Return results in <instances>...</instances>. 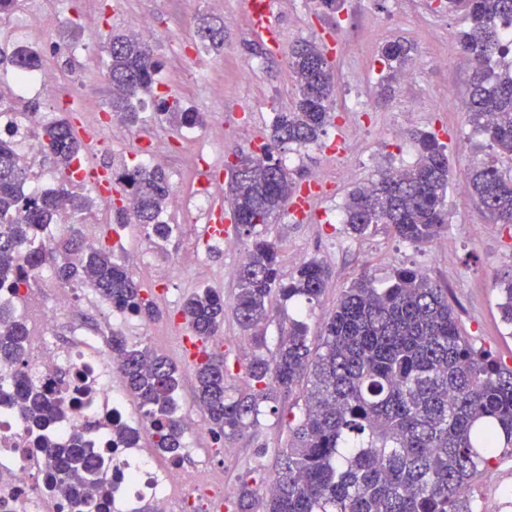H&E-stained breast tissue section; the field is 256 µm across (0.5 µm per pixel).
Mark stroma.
Wrapping results in <instances>:
<instances>
[{
    "label": "stroma",
    "instance_id": "1",
    "mask_svg": "<svg viewBox=\"0 0 512 512\" xmlns=\"http://www.w3.org/2000/svg\"><path fill=\"white\" fill-rule=\"evenodd\" d=\"M48 24L59 16L80 23L84 10H94L97 33L83 35L87 47L82 67L84 80L78 86L77 106L88 126L112 130V146L95 153L93 164L110 169L114 157L141 161L143 136L165 138L172 159L166 174L173 192L167 205L169 223L183 231L168 242L150 246L140 231L113 229L111 198L91 192L86 182L71 190L93 198L91 214L97 224L87 239L104 242L115 257L154 250V266L135 271L146 295L160 312L146 321L121 318L91 290L84 289L83 304L112 319L113 331L130 342L147 345L166 355L178 367L181 407L195 411L193 358L185 347L189 336L177 311L183 298L198 288H211L232 299L240 266L238 252L244 238L234 244L212 247L203 240L202 217L191 213L188 199L200 168L195 144L207 142L209 167L217 180L227 178L225 163L248 149L250 142L266 140L276 113L289 111L294 103V81L288 67V47L296 40H313L327 47L333 65L336 96L331 125L317 143L289 148L283 154L298 185L306 192L314 175L323 179L322 194L314 215H301L285 208L269 229L280 249V274L290 279L303 262L314 259L325 268L327 286L318 302L291 301L276 307V319L265 328L268 346H275L279 319L304 317L312 336H319L322 323L335 307L343 290L361 274L386 285L399 268H414L447 288L462 333L476 347L490 350L512 367V332L501 320L496 289L500 276L512 270V226L496 223L470 192L459 191L472 162L489 158L486 137L457 109L467 99L472 63L459 47L465 28L463 14L447 9L448 0H273V19L281 35L272 45L251 32L245 0H44ZM153 17L150 42L163 68L159 89L183 107L210 115L224 124L222 136H213L209 125L194 128L191 138L181 137L158 119L150 96H143L142 119L129 125L112 115V88L104 77L103 45L110 32L126 30L139 16ZM223 20L234 17L224 28V45L213 49L201 41L197 27L201 17ZM411 44L414 51L406 64L390 67L380 56L390 41ZM444 66H435V59ZM205 69L207 82L187 80V72ZM420 131L437 132L448 147L452 184L448 188V222L429 245L413 246L401 241L386 225H378L363 237L351 236L337 222L348 194L369 183L382 170L414 164L417 151L412 136ZM194 250L200 255L188 270H177L178 256ZM213 349L223 353L230 366V394L248 388L242 364L249 346L232 310L224 312V326ZM288 428L272 414H264L255 431L233 440H215L211 431L186 436V464L205 474L222 476L227 487H237L258 446L267 453L263 476L273 479L277 451L286 447ZM512 490V459L501 461L490 476L478 482L471 494L478 512H512L505 490Z\"/></svg>",
    "mask_w": 512,
    "mask_h": 512
}]
</instances>
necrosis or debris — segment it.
Wrapping results in <instances>:
<instances>
[{"mask_svg":"<svg viewBox=\"0 0 512 512\" xmlns=\"http://www.w3.org/2000/svg\"><path fill=\"white\" fill-rule=\"evenodd\" d=\"M11 29L16 35L44 32L51 54L76 59L83 53L81 46L60 41L57 31L46 28L37 0L12 10ZM54 119L51 111L4 110L0 135L13 138L26 158L37 157L43 152V129ZM38 278L45 288L28 300L38 331L30 337L25 367L58 408L53 436L64 443L81 435L87 448L111 461L112 494L104 512H122L131 505L169 512L168 485L197 482L198 471L180 463H158L113 440L112 424L125 421L127 409L117 382L109 376L118 360L107 341L86 332L77 289L60 284L47 270L40 271ZM63 317L71 331L59 336L54 328ZM31 439L28 423L0 403V512H73L69 500L47 492L40 456L29 447Z\"/></svg>","mask_w":512,"mask_h":512,"instance_id":"obj_1","label":"necrosis or debris"}]
</instances>
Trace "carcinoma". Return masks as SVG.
<instances>
[{
  "label": "carcinoma",
  "mask_w": 512,
  "mask_h": 512,
  "mask_svg": "<svg viewBox=\"0 0 512 512\" xmlns=\"http://www.w3.org/2000/svg\"><path fill=\"white\" fill-rule=\"evenodd\" d=\"M449 11L463 13L461 50L474 65L467 101L470 121L489 147L512 161V71L491 76V62L507 53L506 29L512 27V0H448ZM201 37L214 48L224 44V26L206 22ZM106 78L112 87V112L132 123L141 118L135 101L153 94L161 65L153 46L122 32L106 43ZM411 46L392 41L381 49L389 62H403ZM0 64L18 72L42 66L41 52L17 47L0 51ZM295 82L291 110L271 125L266 160H248L241 175L231 174L229 202L236 231L247 237L244 262L236 272L231 301L212 288H198L181 305L180 315L195 339L217 337L224 309L232 308L247 333L252 355L245 366L249 391L227 393L228 363L221 353L200 352L195 397L221 440L244 434L258 424L267 407L286 423L288 445L278 449L279 469L269 493L255 479L244 480L231 501L232 512H474L469 496L474 482L501 459L512 458V368L475 347L460 330L448 293L420 270L401 268L379 288L362 274L323 322L321 343L311 346L307 323L292 318L281 326L276 350L266 353L262 324L271 318L272 299L313 304L326 286L316 260L305 261L288 283L281 282L279 249L267 235L296 190L293 173L273 149L314 144L330 122L335 84L332 65L313 42L288 49ZM157 110L177 130L204 124V115L179 102L158 99ZM45 153L65 181H73L83 143L61 118L44 129ZM418 158L400 174L381 173L370 185L349 193L343 220L356 235L379 224L416 246L431 243L447 223L446 196L451 179L447 146L432 132L415 136ZM28 166L15 145L0 139V288L19 290L29 273L44 267L63 282H78L120 313L151 319L153 302L126 263L94 243L82 246L74 264L42 230L64 205L79 218L90 205L64 187L35 196L27 188ZM115 180L128 205L115 212L127 224L128 211L157 240L170 237L172 225L160 221L171 184L161 168L142 163L125 167ZM471 194L499 224L512 225V165L477 160L467 174ZM25 210L24 222L13 214ZM502 321L512 327V273L502 276ZM27 330L8 310L0 311V367L12 373L10 404L41 433L35 435L49 491L68 496L85 489L76 512H102L112 489L104 460L78 441L54 444L45 430L54 408L23 368ZM119 358L128 390L139 400L154 428L153 445L166 460L183 458L185 428L177 416L176 366L148 347L114 332L108 339ZM311 383L302 413L279 411L280 397L302 380Z\"/></svg>",
  "instance_id": "carcinoma-1"
}]
</instances>
